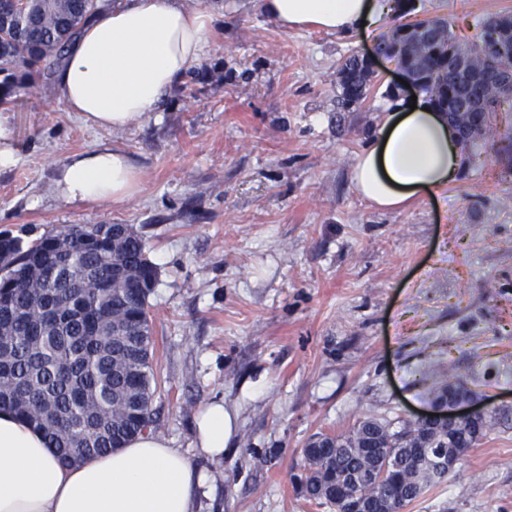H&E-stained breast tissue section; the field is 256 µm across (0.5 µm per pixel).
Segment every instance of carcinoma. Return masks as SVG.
Here are the masks:
<instances>
[{
  "mask_svg": "<svg viewBox=\"0 0 512 512\" xmlns=\"http://www.w3.org/2000/svg\"><path fill=\"white\" fill-rule=\"evenodd\" d=\"M401 20L377 40L432 107L468 130L465 147L492 130L509 92L495 70L512 67V11L478 23L474 46L448 24L408 19L413 0H397ZM112 0H26L0 5V104L48 82L85 22ZM485 62L461 67L473 48ZM373 64L348 56L336 73L338 104L359 109ZM158 267L132 224H71L26 241L0 231V409L34 425L58 460L71 464L122 447L158 429V389L149 298ZM433 406L470 394L455 373L428 388ZM501 420L494 410L433 429L400 418L366 417L344 434L314 435L303 449L299 491L319 507L356 499L374 512H403L440 481L441 452L466 453Z\"/></svg>",
  "mask_w": 512,
  "mask_h": 512,
  "instance_id": "carcinoma-1",
  "label": "carcinoma"
}]
</instances>
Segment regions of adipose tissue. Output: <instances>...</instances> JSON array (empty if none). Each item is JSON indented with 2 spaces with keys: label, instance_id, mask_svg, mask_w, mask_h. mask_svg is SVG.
Wrapping results in <instances>:
<instances>
[{
  "label": "adipose tissue",
  "instance_id": "ef3b65f1",
  "mask_svg": "<svg viewBox=\"0 0 512 512\" xmlns=\"http://www.w3.org/2000/svg\"><path fill=\"white\" fill-rule=\"evenodd\" d=\"M264 14L290 29L312 26L363 39L391 20L389 0H261ZM212 16L184 0H115L84 26L55 74L67 111L88 124L122 129L158 111L165 92L204 54ZM461 164L444 113L424 100L386 114L377 140L358 157L353 183L372 207L395 210L422 193L437 194ZM55 195L67 203L124 201L141 189L130 158L110 146L66 157ZM238 416L223 399L195 418L197 446L216 459L232 448ZM207 476L160 434L83 464L59 465L41 433L0 410V512H195Z\"/></svg>",
  "mask_w": 512,
  "mask_h": 512
}]
</instances>
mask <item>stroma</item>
<instances>
[{
  "instance_id": "1",
  "label": "stroma",
  "mask_w": 512,
  "mask_h": 512,
  "mask_svg": "<svg viewBox=\"0 0 512 512\" xmlns=\"http://www.w3.org/2000/svg\"><path fill=\"white\" fill-rule=\"evenodd\" d=\"M213 17L202 61L150 118L114 132L66 111L53 84L0 106L20 155L0 169V230L132 224L159 269L150 298L159 431L209 474L198 512H330L296 488L319 432L428 409L439 370L461 375L508 423L490 430L404 512H512V111L462 152L457 179L400 211L352 184L400 71L375 58L363 107L340 111L336 72L360 40L283 30L261 0H190ZM418 19L474 43L512 0H414ZM119 148L143 189L119 203L51 191L68 155ZM261 385L259 395L247 392ZM239 439L211 460L194 417L215 398Z\"/></svg>"
}]
</instances>
